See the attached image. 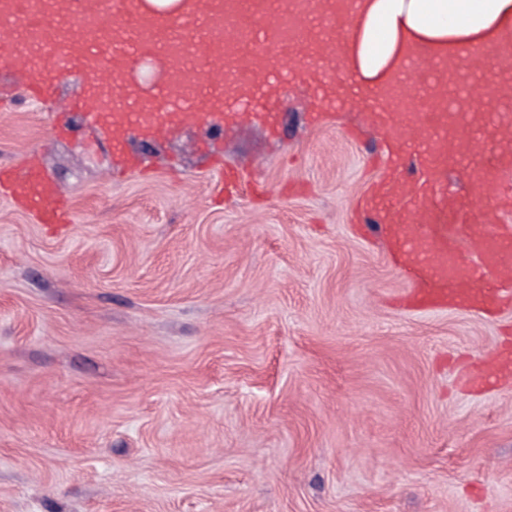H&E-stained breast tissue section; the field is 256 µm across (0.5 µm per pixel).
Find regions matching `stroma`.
Returning a JSON list of instances; mask_svg holds the SVG:
<instances>
[{
  "label": "stroma",
  "mask_w": 512,
  "mask_h": 512,
  "mask_svg": "<svg viewBox=\"0 0 512 512\" xmlns=\"http://www.w3.org/2000/svg\"><path fill=\"white\" fill-rule=\"evenodd\" d=\"M339 58L320 41L296 65L342 94ZM78 83L0 107V163L38 160L75 212L56 236L0 196V512H512V383L462 380L512 344V307H400L353 216L374 184L401 204L414 185L368 166L362 108L189 123L129 140L125 173L108 143L58 139ZM507 146L492 127L446 152ZM217 153L259 192H227ZM436 177L472 223L512 225L462 169Z\"/></svg>",
  "instance_id": "stroma-1"
}]
</instances>
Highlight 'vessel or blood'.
<instances>
[{
    "instance_id": "obj_1",
    "label": "vessel or blood",
    "mask_w": 512,
    "mask_h": 512,
    "mask_svg": "<svg viewBox=\"0 0 512 512\" xmlns=\"http://www.w3.org/2000/svg\"><path fill=\"white\" fill-rule=\"evenodd\" d=\"M349 19L348 0H323L318 8L313 0H288L284 7L277 0H193L191 13L183 19L145 18L134 0H127L119 13L113 0H0V27L12 35L13 54L30 65L24 92L29 101H40L64 73L107 72L119 77L142 55L167 64L166 80L148 103H140L128 90L106 100L102 87L94 83L71 96L68 113L83 118L81 124L71 125V136L89 142L100 132L111 135L112 149L118 154L127 137L165 134L188 116L219 128L233 121L231 110L224 107L227 82L245 89L241 107L256 111L267 122L281 95L297 84L311 85L314 96L328 99L334 80L297 69L292 62L307 56L315 41L342 37ZM248 56L262 60L264 70L278 78V95H270L266 85L256 81L254 69L242 67ZM188 60L222 69L223 84L188 79L182 68ZM411 62L406 77L390 89H367L360 98L388 144V170L413 167L426 181L410 200L423 216L417 227L422 255L405 250V225L385 228L390 254L410 281L407 301L423 312L511 306L512 226L447 225L433 219L445 203L427 183L436 169V151L447 143L449 131L473 137L478 130L467 113L454 111L451 101H435L427 94L434 73L445 70V62L424 49L415 51ZM418 124L426 127L429 137L415 151L393 147L399 132ZM458 164L469 173L478 195L494 199L500 210L512 211V185L497 178L498 171L512 168V158L498 157L479 166L463 156ZM0 195L33 214L50 232H60L74 221L72 208L38 165L28 164L20 175L1 165ZM393 208L391 195L379 184L364 199L359 214L377 218ZM493 376H512V351L493 361L491 375L470 374L466 380L485 385Z\"/></svg>"
}]
</instances>
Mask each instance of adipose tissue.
Here are the masks:
<instances>
[{
  "instance_id": "obj_1",
  "label": "adipose tissue",
  "mask_w": 512,
  "mask_h": 512,
  "mask_svg": "<svg viewBox=\"0 0 512 512\" xmlns=\"http://www.w3.org/2000/svg\"><path fill=\"white\" fill-rule=\"evenodd\" d=\"M512 35V0H362L343 72L358 85H388L409 51L425 48L456 64L462 47H491Z\"/></svg>"
}]
</instances>
